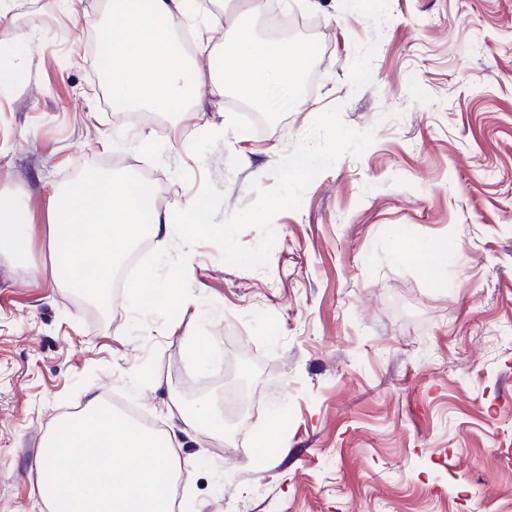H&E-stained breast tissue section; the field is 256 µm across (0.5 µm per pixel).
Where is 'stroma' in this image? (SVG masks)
I'll list each match as a JSON object with an SVG mask.
<instances>
[{
    "instance_id": "stroma-1",
    "label": "stroma",
    "mask_w": 512,
    "mask_h": 512,
    "mask_svg": "<svg viewBox=\"0 0 512 512\" xmlns=\"http://www.w3.org/2000/svg\"><path fill=\"white\" fill-rule=\"evenodd\" d=\"M106 8L15 0L0 21V193L31 214L27 259L0 253V512H41L33 464L87 388L162 435L174 403L223 411L243 377L253 410L233 432L181 437L189 512H512V0H288L315 79L269 91L259 127L231 90L204 96V126L113 111L96 81ZM192 33L206 84L224 30ZM336 105L374 142L276 216L267 268L199 243L187 309L134 332L125 290L102 307L53 287L52 189L89 169L147 175L174 212L209 181L226 216ZM446 241L447 266L396 259ZM190 336L220 362L197 369ZM275 412L281 445L256 451Z\"/></svg>"
}]
</instances>
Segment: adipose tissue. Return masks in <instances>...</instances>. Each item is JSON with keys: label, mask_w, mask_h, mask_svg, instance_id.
I'll return each mask as SVG.
<instances>
[{"label": "adipose tissue", "mask_w": 512, "mask_h": 512, "mask_svg": "<svg viewBox=\"0 0 512 512\" xmlns=\"http://www.w3.org/2000/svg\"><path fill=\"white\" fill-rule=\"evenodd\" d=\"M191 0H112L104 43L116 106L184 111L199 98L177 39L191 18ZM310 64L309 47L239 38L224 43L212 90L233 88L264 99L270 88L295 89ZM51 282L90 298L108 297L112 273L132 242L168 231L172 214L159 211L153 189L135 177L86 172L74 188L47 196ZM26 207L0 194V247L27 254ZM176 435L131 426L90 394L81 413L62 418L35 462L36 494L47 512H174L183 467Z\"/></svg>", "instance_id": "1"}]
</instances>
